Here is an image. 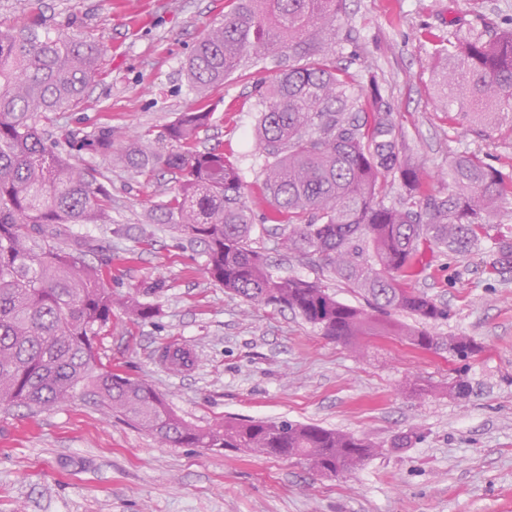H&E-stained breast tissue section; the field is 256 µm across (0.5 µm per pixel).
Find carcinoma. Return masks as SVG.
Masks as SVG:
<instances>
[{"label": "carcinoma", "mask_w": 512, "mask_h": 512, "mask_svg": "<svg viewBox=\"0 0 512 512\" xmlns=\"http://www.w3.org/2000/svg\"><path fill=\"white\" fill-rule=\"evenodd\" d=\"M224 21L185 63L197 106L165 130L176 149L161 154L131 143L125 159L140 174L179 175L178 193L161 206L189 240L204 245L208 276L254 306L286 308L323 335L354 345L378 315L406 312L425 324L445 307L407 286L420 243L465 255L491 227L497 202L512 195V174L466 152L449 168L448 194L424 193L420 166L400 150L399 130L375 74L361 83L336 62L344 0H232ZM103 46L51 31L38 20L0 26V406L36 413L91 397L172 447L219 448L255 458L295 459L335 476L362 469L379 453L364 437L318 425L228 418L207 427L177 415L145 381L108 369L97 341L121 305L143 321L157 306L143 300L157 281L129 295L112 289V258L72 224H106L111 199L76 163L88 151L112 153V128L56 136L43 127L55 112L79 108L98 76ZM271 61L270 83L255 85L262 173L273 209L265 220L288 225V251L308 255L366 297L372 312L344 303L315 281L274 275L251 247L255 216L238 167L195 142L213 115L206 91L245 58ZM448 59L435 94L448 119L480 133L512 112V28L488 37L473 25L435 44ZM399 179L406 194L389 198ZM98 256L99 264L86 261ZM512 268V239L498 242L491 269ZM397 335L435 354L481 350L468 338L400 325Z\"/></svg>", "instance_id": "cac0c4a2"}]
</instances>
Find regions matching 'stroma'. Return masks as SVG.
Segmentation results:
<instances>
[{
  "label": "stroma",
  "mask_w": 512,
  "mask_h": 512,
  "mask_svg": "<svg viewBox=\"0 0 512 512\" xmlns=\"http://www.w3.org/2000/svg\"><path fill=\"white\" fill-rule=\"evenodd\" d=\"M231 7L230 0H144V24L133 30L122 0H0V23L37 18L103 43L87 102L55 113V126L108 125L116 143L136 140L165 153V128L196 105L184 63ZM476 19L506 28L512 0H345L342 27L353 45L337 60L352 73H376L403 147L423 167L426 192L439 196L448 192L451 160L465 152L487 154L512 173L511 125L480 136L451 126L435 105L434 43L453 35L458 21ZM273 77L243 61L239 75L212 91L213 119L198 146L220 147L240 168L257 219L252 246L271 271L320 282L366 307L330 272L290 255L280 245L284 225L266 219L272 204L253 138L254 86ZM78 162L111 195L112 211L110 223L75 224L72 233L111 247L115 290L167 284L153 320L113 309L98 342L104 364L147 380L201 426L287 419L350 432L382 450L355 473L329 478L291 460L174 448L91 399L35 414L0 407V512H512V270L488 265L496 237H512V197L498 202L495 227L471 253L421 247L407 280L448 309L430 331L481 345L460 361L395 336L363 337L357 352L298 314L230 297L206 274L203 244L189 242L160 209L177 192V174L140 175L115 155L84 152ZM173 345L194 353L192 368L159 361ZM459 376L472 386L463 399L448 391ZM411 429L419 440L391 447Z\"/></svg>",
  "instance_id": "1"
}]
</instances>
